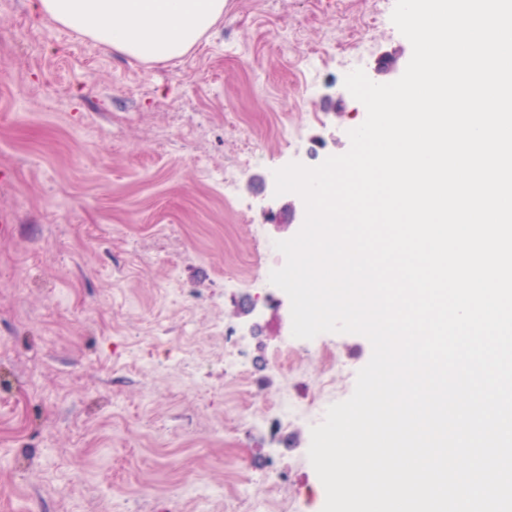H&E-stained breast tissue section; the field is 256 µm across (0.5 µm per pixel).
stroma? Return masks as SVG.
<instances>
[{
    "label": "stroma",
    "mask_w": 512,
    "mask_h": 512,
    "mask_svg": "<svg viewBox=\"0 0 512 512\" xmlns=\"http://www.w3.org/2000/svg\"><path fill=\"white\" fill-rule=\"evenodd\" d=\"M394 5L227 0L148 64L0 0V512H225L274 478L288 512H322L310 430L372 347L322 334L344 365L326 387L315 352L282 355L264 269L298 196L274 172L348 151L351 52L377 83L411 58Z\"/></svg>",
    "instance_id": "1"
}]
</instances>
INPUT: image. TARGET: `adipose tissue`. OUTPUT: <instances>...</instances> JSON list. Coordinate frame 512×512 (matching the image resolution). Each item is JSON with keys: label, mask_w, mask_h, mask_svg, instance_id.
<instances>
[{"label": "adipose tissue", "mask_w": 512, "mask_h": 512, "mask_svg": "<svg viewBox=\"0 0 512 512\" xmlns=\"http://www.w3.org/2000/svg\"><path fill=\"white\" fill-rule=\"evenodd\" d=\"M225 0H30L32 16L143 62L187 54L224 15Z\"/></svg>", "instance_id": "adipose-tissue-1"}]
</instances>
